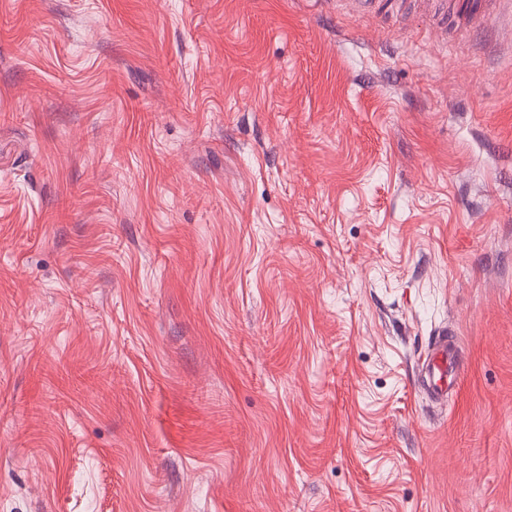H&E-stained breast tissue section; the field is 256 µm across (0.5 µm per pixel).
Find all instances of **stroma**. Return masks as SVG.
<instances>
[{"mask_svg": "<svg viewBox=\"0 0 512 512\" xmlns=\"http://www.w3.org/2000/svg\"><path fill=\"white\" fill-rule=\"evenodd\" d=\"M445 2L0 0V512H512V0ZM437 336L433 343L432 359L425 368L433 396L443 401L448 392L457 386L460 365L457 345L453 340H448V332L438 333Z\"/></svg>", "mask_w": 512, "mask_h": 512, "instance_id": "35a3bbf8", "label": "stroma"}]
</instances>
